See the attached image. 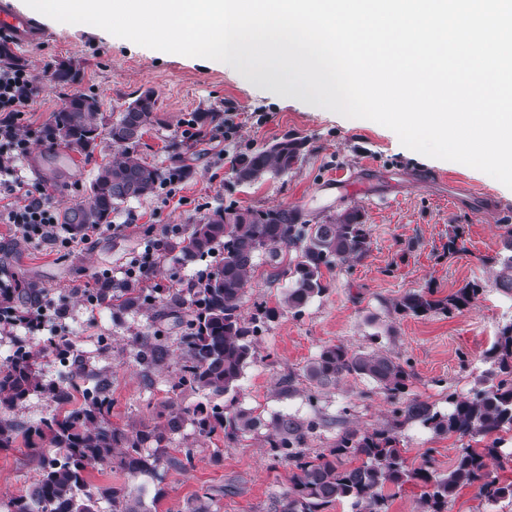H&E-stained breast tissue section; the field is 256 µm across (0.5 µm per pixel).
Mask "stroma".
Wrapping results in <instances>:
<instances>
[{"instance_id":"1","label":"stroma","mask_w":512,"mask_h":512,"mask_svg":"<svg viewBox=\"0 0 512 512\" xmlns=\"http://www.w3.org/2000/svg\"><path fill=\"white\" fill-rule=\"evenodd\" d=\"M40 25L46 37L19 50L24 64L38 73L46 63L68 61L79 69L80 78L46 89L25 113V124L42 130L68 98L83 93L96 95L108 117L151 89L160 122L144 134L140 155L147 163L169 166L170 145L176 142L190 169L175 196L161 191L128 202L112 217L121 232L98 233L71 252L27 241L13 225L0 222V279L39 283L50 305L70 311L66 319L25 337L36 346L55 336L70 339L66 358L43 360L45 380H58L73 360L87 370L106 371L110 420L121 428L154 421L172 400L196 404L197 394L172 392L180 368L178 354L147 373L136 362L131 340L152 331L148 314L117 319L107 304L87 310L70 286L125 265L162 225L193 224L220 205L297 208L311 218L357 207L370 229L368 256L329 274L326 293L302 315L285 311L269 324L241 380L237 405L267 419H331V426L319 429L311 441L314 451L329 447L340 427L382 426L391 419L393 407L368 381L345 379L322 390L314 405L305 394L281 391L284 376L300 372L322 346L362 348L374 335L409 361L413 396L444 411L449 394L470 395L486 350L502 325L512 320V294L495 287L496 270L484 263L503 251L501 226L512 223V189L464 164L410 150L379 123L356 126L353 119L317 107L299 93L285 94L252 82L212 60L153 50L101 29L48 17L41 18ZM208 108L235 114L238 130L233 139L225 140L223 129L217 128L201 142L184 143V120ZM287 134L307 141L300 165L285 176L252 185L234 183L235 159ZM117 151V145L105 139L91 155L63 148L50 159L37 136L22 168L29 184L50 193L62 211L82 199L98 168ZM340 173L346 181L361 184V191L336 183ZM456 224L465 227L466 249L448 258L444 246ZM472 280L485 284L484 294L452 315L412 317L386 310L406 292L431 287L445 297ZM289 286V279L279 276L262 256L251 272L247 299L273 306ZM399 439L410 463L420 464L427 457L440 472L447 470L461 445L457 437L436 436L417 423L405 425ZM172 445L193 448V464L181 473L168 472L161 481L149 475L133 480L143 490L148 512H189L203 493L212 498L210 512H273V503L288 488L289 468L272 459L263 433L229 441L197 436L188 426L174 436ZM28 453L21 442L0 451V499L23 494L35 482L37 472Z\"/></svg>"}]
</instances>
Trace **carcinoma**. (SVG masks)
<instances>
[{"label":"carcinoma","instance_id":"carcinoma-1","mask_svg":"<svg viewBox=\"0 0 512 512\" xmlns=\"http://www.w3.org/2000/svg\"><path fill=\"white\" fill-rule=\"evenodd\" d=\"M100 112L96 95H75L42 131L50 149L62 143L86 154L103 134L121 147L90 182L92 203L63 211L61 223L70 228L109 224L122 205L153 195L187 170L179 155L167 169L149 165L139 156L137 147L145 130L158 123L155 92H142L106 125ZM222 120L221 112L203 110L197 114L198 132L205 133ZM306 144L302 138L287 136L240 157L233 166L236 182L289 173L302 161ZM370 245L364 214L356 207L312 224L299 209L229 204L204 214L177 243L185 261L212 258L200 287L171 291L160 299L140 288L115 295L109 288L98 289L99 299L112 302L119 313L153 311L160 304L179 328L174 342L158 329L137 337L138 363L148 370L176 348L182 364L174 388L199 394L203 400L185 408L170 405L165 420L154 425L113 426L107 376L93 375L92 386L83 390L78 404L74 378L85 373L82 365L71 366L69 379L47 382L37 368L41 351L18 344L7 367L0 369V450L23 440L36 463L38 479L26 493L1 499L0 512H100L103 502L111 505L112 512H146L135 487H89L88 468L110 463L132 476L184 472L192 464L193 449L171 450L163 442L187 424L200 437L222 432L229 440L267 429L272 458L291 470L288 490L276 500L275 512H324L342 501L350 504L352 512H388L390 498L410 482L422 486L419 512H448L450 500L466 487L475 488L491 505L512 500V481L490 476L486 464L492 459L500 469H512V448L503 447L504 435L512 432V322L500 329L486 353L490 366L475 376L472 395L449 394L446 412L410 396L411 366L392 351L379 345L357 350L341 344L322 347L302 370L309 387L317 390L347 377L360 378L372 383L395 408L386 424L371 430L344 428L330 447L313 453L308 444L324 420L280 415L267 422L252 409L231 410L221 401L236 392L254 358L256 342L279 309L302 314L327 291L324 272L364 259ZM283 248L293 252L283 270L291 286L279 306L256 301L250 313H243L255 259L265 255L278 267L284 261ZM487 262L498 266L494 285L511 294L512 255ZM484 288L479 281H469L445 298L435 297L431 288L409 291L388 308L417 317L450 315L475 303ZM42 290L34 282L22 284L19 305L36 304ZM32 394L47 396L56 409L34 423L17 421L10 412ZM412 422L437 436L468 437L483 447L454 449L446 472L430 469L427 460L412 467L397 435L398 429Z\"/></svg>","mask_w":512,"mask_h":512}]
</instances>
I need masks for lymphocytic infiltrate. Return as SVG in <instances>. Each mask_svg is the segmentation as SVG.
I'll use <instances>...</instances> for the list:
<instances>
[{
	"instance_id": "1",
	"label": "lymphocytic infiltrate",
	"mask_w": 512,
	"mask_h": 512,
	"mask_svg": "<svg viewBox=\"0 0 512 512\" xmlns=\"http://www.w3.org/2000/svg\"><path fill=\"white\" fill-rule=\"evenodd\" d=\"M53 77V67L49 64L37 75L25 66L0 67V194L10 200L5 213L7 222L14 224L23 237L70 249L89 239L88 229L74 231L59 224L50 197L45 192L32 191L21 170L32 136L31 130L22 123L23 116L30 104L52 84ZM180 233V227L165 225L137 261L121 267L118 274L107 273L75 285L73 293L80 295L85 307L91 309L98 303L95 289L103 284L121 289L152 288L159 293L173 290V283L157 280L156 271L172 237ZM16 290L14 282L0 280L1 335L13 338L19 330L33 331L48 319L67 317V309L58 307L50 310L41 305L19 311L14 305Z\"/></svg>"
}]
</instances>
